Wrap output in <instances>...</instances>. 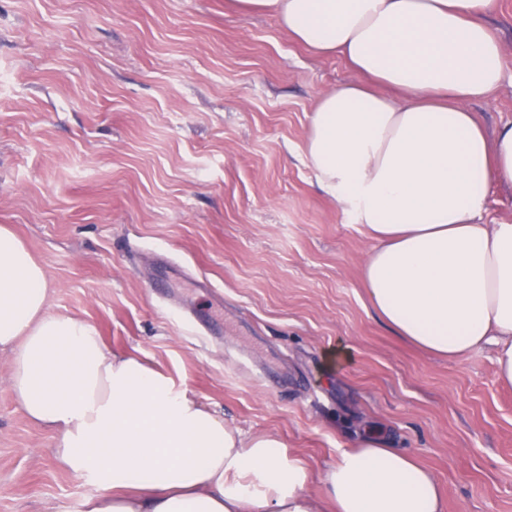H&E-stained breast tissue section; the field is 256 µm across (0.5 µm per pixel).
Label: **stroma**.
I'll list each match as a JSON object with an SVG mask.
<instances>
[{
	"mask_svg": "<svg viewBox=\"0 0 512 512\" xmlns=\"http://www.w3.org/2000/svg\"><path fill=\"white\" fill-rule=\"evenodd\" d=\"M493 24L505 79L466 104L491 131L512 121V0ZM357 79L226 0H0V226L44 268L51 313L278 437L310 490L376 424L435 473L446 512H512L494 347L448 361L378 318L371 243L304 155L318 99ZM171 265L182 288H156ZM11 365L1 350L0 512H84L98 488L57 464Z\"/></svg>",
	"mask_w": 512,
	"mask_h": 512,
	"instance_id": "1",
	"label": "stroma"
}]
</instances>
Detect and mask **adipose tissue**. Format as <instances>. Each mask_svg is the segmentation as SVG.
<instances>
[{"label": "adipose tissue", "mask_w": 512, "mask_h": 512, "mask_svg": "<svg viewBox=\"0 0 512 512\" xmlns=\"http://www.w3.org/2000/svg\"><path fill=\"white\" fill-rule=\"evenodd\" d=\"M359 73L322 96L305 154L373 246L367 294L398 336L451 361L496 348L512 385V223L487 224L512 184V122L488 132L467 101L503 80L498 0H233ZM42 266L0 226V350L61 465L99 488L87 512H445L431 471L369 430L322 489L269 434L227 425L196 396L48 310ZM483 221L487 224H500L502 222L512 221L511 185L505 184L494 189Z\"/></svg>", "instance_id": "adipose-tissue-1"}]
</instances>
